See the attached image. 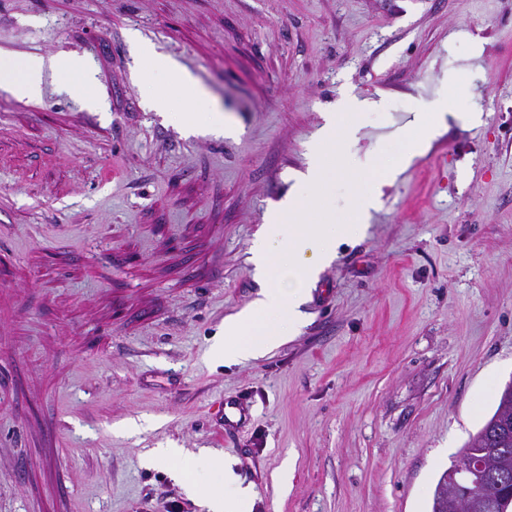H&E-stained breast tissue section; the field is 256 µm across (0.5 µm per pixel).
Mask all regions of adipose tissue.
I'll return each mask as SVG.
<instances>
[{
  "mask_svg": "<svg viewBox=\"0 0 512 512\" xmlns=\"http://www.w3.org/2000/svg\"><path fill=\"white\" fill-rule=\"evenodd\" d=\"M141 60L154 71L171 78L170 83L157 88L149 100L156 111H168L174 99L178 98L188 111L187 126L190 130L224 133L223 116L209 109L205 92L190 75L178 72L174 62L154 57L147 47L141 50ZM48 70L65 75L68 90L87 103H94L93 69L88 61L77 56L49 60L30 58L20 65L0 57V89L20 100L35 99L41 92L42 75ZM151 456L169 464L175 479L189 486L192 498L207 512H251L253 495L250 488L235 483L232 470L223 457L204 455L202 463L207 469V476L200 480L193 476L182 449L156 448Z\"/></svg>",
  "mask_w": 512,
  "mask_h": 512,
  "instance_id": "ef3b65f1",
  "label": "adipose tissue"
}]
</instances>
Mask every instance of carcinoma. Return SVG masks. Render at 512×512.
<instances>
[{
  "mask_svg": "<svg viewBox=\"0 0 512 512\" xmlns=\"http://www.w3.org/2000/svg\"><path fill=\"white\" fill-rule=\"evenodd\" d=\"M499 402L493 415L465 445L463 452H473L487 459L481 476L480 489L474 494L454 492V497L465 509L461 512H500L501 500L512 488V423L502 416H512Z\"/></svg>",
  "mask_w": 512,
  "mask_h": 512,
  "instance_id": "1",
  "label": "carcinoma"
}]
</instances>
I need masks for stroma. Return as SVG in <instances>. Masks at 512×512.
I'll return each instance as SVG.
<instances>
[{
    "label": "stroma",
    "mask_w": 512,
    "mask_h": 512,
    "mask_svg": "<svg viewBox=\"0 0 512 512\" xmlns=\"http://www.w3.org/2000/svg\"><path fill=\"white\" fill-rule=\"evenodd\" d=\"M139 42L233 134L151 110ZM0 53L85 58L103 103L0 91V512H202L143 461L170 445L233 461L252 512H432L512 382V0H0ZM468 94L480 123L402 165L413 113ZM350 100L352 175L402 172L298 335L224 366L252 242Z\"/></svg>",
    "instance_id": "obj_1"
}]
</instances>
